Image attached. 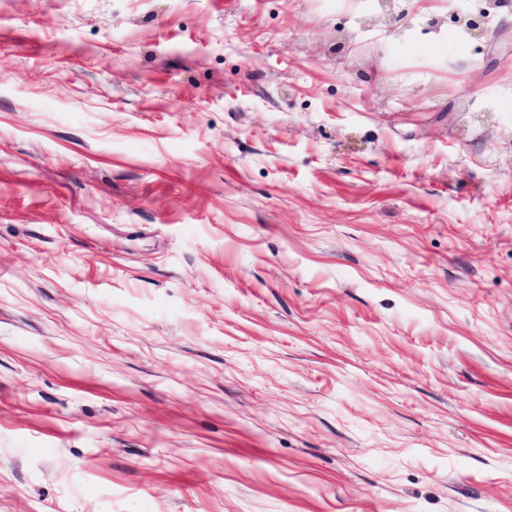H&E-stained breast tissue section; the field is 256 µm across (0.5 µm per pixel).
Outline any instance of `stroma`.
<instances>
[{
  "instance_id": "1",
  "label": "stroma",
  "mask_w": 512,
  "mask_h": 512,
  "mask_svg": "<svg viewBox=\"0 0 512 512\" xmlns=\"http://www.w3.org/2000/svg\"><path fill=\"white\" fill-rule=\"evenodd\" d=\"M0 0V512H512V0Z\"/></svg>"
}]
</instances>
